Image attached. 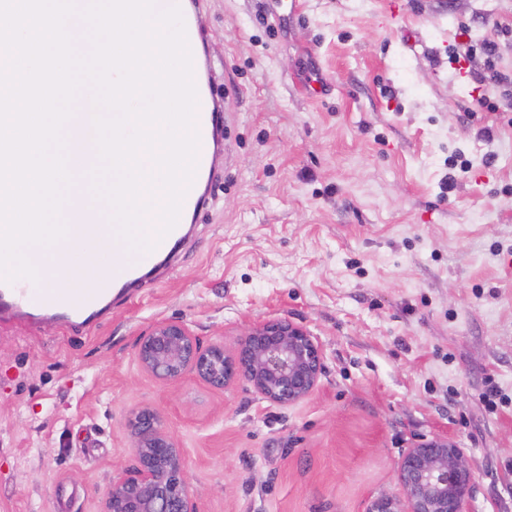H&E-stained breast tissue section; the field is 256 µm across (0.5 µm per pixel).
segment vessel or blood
I'll use <instances>...</instances> for the list:
<instances>
[{
	"label": "vessel or blood",
	"instance_id": "vessel-or-blood-1",
	"mask_svg": "<svg viewBox=\"0 0 512 512\" xmlns=\"http://www.w3.org/2000/svg\"><path fill=\"white\" fill-rule=\"evenodd\" d=\"M220 107L213 91H206L195 117L201 152L198 159V179L188 189L183 202L184 222L176 224L157 245L148 252L139 253L134 260H127L123 253L112 255L119 287L139 286L149 280L151 273L164 263L167 250L187 236L186 221H197L215 187L214 159L221 146L216 142ZM106 295L84 293L76 289L74 298L47 297L33 285L21 282L0 281V319L20 315L28 317L53 312L56 319L70 329L83 328L96 313L99 305L106 303Z\"/></svg>",
	"mask_w": 512,
	"mask_h": 512
}]
</instances>
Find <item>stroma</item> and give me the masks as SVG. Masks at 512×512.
I'll return each instance as SVG.
<instances>
[{
  "label": "stroma",
  "instance_id": "stroma-1",
  "mask_svg": "<svg viewBox=\"0 0 512 512\" xmlns=\"http://www.w3.org/2000/svg\"><path fill=\"white\" fill-rule=\"evenodd\" d=\"M220 181L173 264L87 330L0 321V512H102L158 409L199 512H364L408 448L449 437L470 512H512V0H200ZM498 45L497 111L468 117ZM494 131L492 142L479 131ZM183 321L234 350L288 319L324 356L281 407L164 384L136 344Z\"/></svg>",
  "mask_w": 512,
  "mask_h": 512
}]
</instances>
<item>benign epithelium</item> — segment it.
<instances>
[{"label":"benign epithelium","mask_w":512,"mask_h":512,"mask_svg":"<svg viewBox=\"0 0 512 512\" xmlns=\"http://www.w3.org/2000/svg\"><path fill=\"white\" fill-rule=\"evenodd\" d=\"M135 358L162 383L192 377L222 390L244 380L282 407L311 396L324 368L316 338L286 319L255 323L231 352L222 343H203L179 320L160 321L140 338ZM127 427L137 464L112 479L103 512H199L188 461L161 413L139 407ZM398 480V492L371 498L365 512H470L472 471L464 449L451 439L435 437L408 449Z\"/></svg>","instance_id":"7a95c632"}]
</instances>
